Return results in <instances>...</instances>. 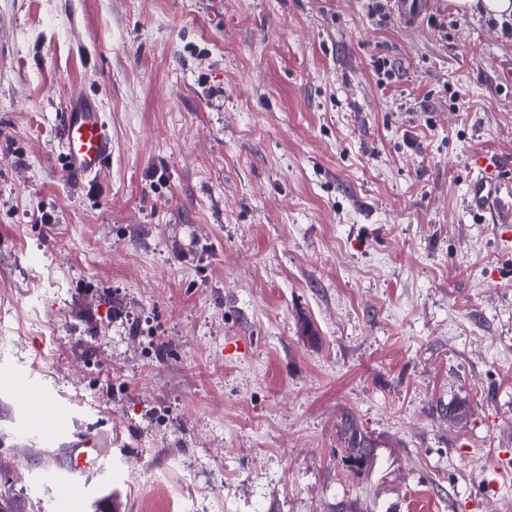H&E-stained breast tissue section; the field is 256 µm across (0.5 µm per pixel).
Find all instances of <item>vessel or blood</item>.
<instances>
[{
  "instance_id": "b4317fda",
  "label": "vessel or blood",
  "mask_w": 512,
  "mask_h": 512,
  "mask_svg": "<svg viewBox=\"0 0 512 512\" xmlns=\"http://www.w3.org/2000/svg\"><path fill=\"white\" fill-rule=\"evenodd\" d=\"M392 6L401 24L412 28L421 22L429 2L392 0ZM59 138L64 147V165L71 178L99 174L112 158V132L101 105L80 92L70 96ZM504 165V160L497 156L486 155L479 159L478 174L471 179L466 197L469 210L499 219L502 194L512 186L500 176ZM0 386L14 395L27 425L50 430L47 444L60 446L62 450L61 456L46 466L53 477L54 498L63 512H82L84 503L79 485L97 472L102 450L107 445L105 435L96 430H84L60 438L57 430L69 417L67 406L28 375L0 374Z\"/></svg>"
}]
</instances>
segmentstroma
I'll return each mask as SVG.
<instances>
[{
    "mask_svg": "<svg viewBox=\"0 0 512 512\" xmlns=\"http://www.w3.org/2000/svg\"><path fill=\"white\" fill-rule=\"evenodd\" d=\"M503 27L449 0L414 29L368 0H0V371L107 436L84 512H512V223L465 205L512 157ZM76 90L114 146L81 183ZM53 452L0 390L22 512H56ZM64 165L73 179L99 174L112 158V132L98 101L74 91L60 126ZM343 436L350 451L349 458L361 464L363 458L373 449L370 439L351 419H346L344 422Z\"/></svg>",
    "mask_w": 512,
    "mask_h": 512,
    "instance_id": "1",
    "label": "stroma"
}]
</instances>
